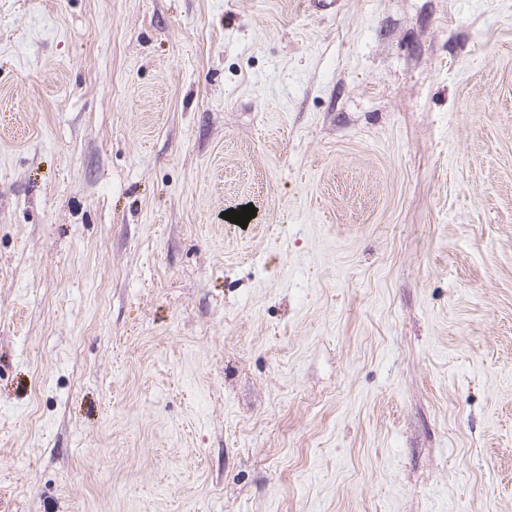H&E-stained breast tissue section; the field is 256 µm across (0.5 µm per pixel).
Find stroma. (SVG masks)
Here are the masks:
<instances>
[{"mask_svg":"<svg viewBox=\"0 0 512 512\" xmlns=\"http://www.w3.org/2000/svg\"><path fill=\"white\" fill-rule=\"evenodd\" d=\"M340 4L0 0V512H512V0Z\"/></svg>","mask_w":512,"mask_h":512,"instance_id":"1","label":"stroma"}]
</instances>
